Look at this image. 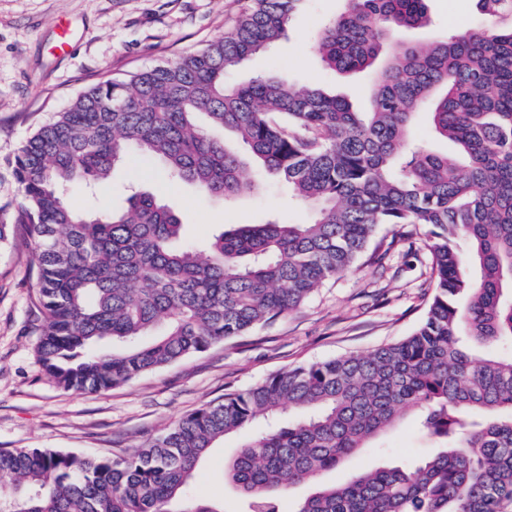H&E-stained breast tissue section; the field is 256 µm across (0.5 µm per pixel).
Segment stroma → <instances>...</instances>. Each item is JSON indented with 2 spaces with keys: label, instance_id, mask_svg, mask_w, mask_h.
I'll use <instances>...</instances> for the list:
<instances>
[{
  "label": "stroma",
  "instance_id": "35a3bbf8",
  "mask_svg": "<svg viewBox=\"0 0 512 512\" xmlns=\"http://www.w3.org/2000/svg\"><path fill=\"white\" fill-rule=\"evenodd\" d=\"M344 6L345 0H306L287 37L228 74L227 83L279 72L292 87L316 84L364 111L372 72L340 74L310 53L318 30ZM239 8L238 0H0V212L14 218L24 203L13 161L42 124L96 84L223 37ZM428 8L429 26L399 32V39L422 42L481 26L473 0H429ZM62 21L72 39L64 53L56 49ZM132 186L179 211L185 240L197 245L225 224L274 217L301 223L312 216L275 176L262 177L258 191L233 200L205 199L193 185L169 179L159 163L136 159L116 166L93 198L79 186L72 198L106 212L122 206ZM376 238L393 244L381 261L359 260L294 311L108 391L78 394L58 387L37 361L34 243L17 226L10 243L0 246V449L54 448L84 457L132 450L228 391L297 365L366 354L409 334L434 292L426 252L400 225H381ZM241 443V436L230 435L212 448L190 483L194 497L235 507L224 463ZM434 447L409 417L324 479L340 482L367 468L418 460Z\"/></svg>",
  "mask_w": 512,
  "mask_h": 512
}]
</instances>
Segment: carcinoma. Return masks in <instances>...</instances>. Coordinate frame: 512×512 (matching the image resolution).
<instances>
[{
    "label": "carcinoma",
    "mask_w": 512,
    "mask_h": 512,
    "mask_svg": "<svg viewBox=\"0 0 512 512\" xmlns=\"http://www.w3.org/2000/svg\"><path fill=\"white\" fill-rule=\"evenodd\" d=\"M230 32L78 96L20 148L16 217L36 245L37 357L66 391L104 392L241 336L352 269L382 224L424 230L435 294L418 328L365 355L280 372L224 394L131 454L0 450V512H226L187 490L230 434L224 481L240 512H512V0H473L486 28L430 43L428 0H347L312 50L340 73L376 69L367 111L279 74L227 85L307 0H239ZM429 105L440 154L411 139ZM136 153L206 197L257 176L288 183L310 222L237 224L199 248L180 213L137 191L119 210L74 206ZM287 410L297 414L286 425ZM413 412L436 451L325 484ZM259 420L268 429L251 433Z\"/></svg>",
    "instance_id": "1"
}]
</instances>
